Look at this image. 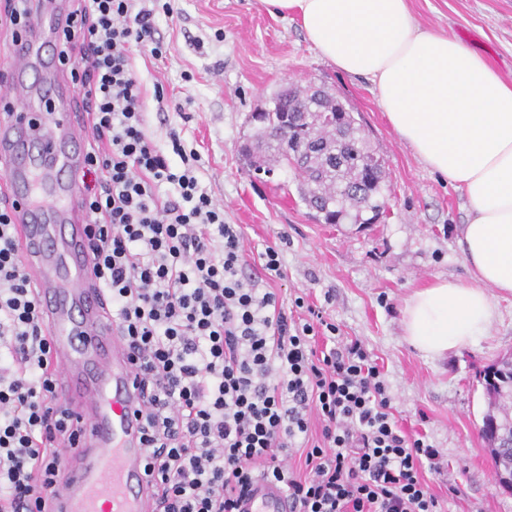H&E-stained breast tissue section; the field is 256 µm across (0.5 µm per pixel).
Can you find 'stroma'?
Returning <instances> with one entry per match:
<instances>
[{
	"instance_id": "stroma-1",
	"label": "stroma",
	"mask_w": 512,
	"mask_h": 512,
	"mask_svg": "<svg viewBox=\"0 0 512 512\" xmlns=\"http://www.w3.org/2000/svg\"><path fill=\"white\" fill-rule=\"evenodd\" d=\"M410 8L422 28L462 39L512 78V0H410ZM158 33L163 56L131 48L147 91V135L164 145L177 131L200 155V183L225 221L240 225L250 272H259L266 247L281 246L284 274L268 286L285 311L305 297L324 306L341 337L363 342L383 373L396 421L426 434L440 452L441 471L423 476L446 512H512V492L498 486L481 433L488 402L480 380L486 367L512 355V294L498 295L488 335L440 358L414 350L401 325L414 288L470 277L457 243L467 221L462 192L400 140L370 82L315 52L294 16L269 13L261 0H175ZM313 85L353 113L385 162L388 209L375 223L319 222L301 202L293 170L267 175L242 157L254 132L250 114L268 108L280 88Z\"/></svg>"
}]
</instances>
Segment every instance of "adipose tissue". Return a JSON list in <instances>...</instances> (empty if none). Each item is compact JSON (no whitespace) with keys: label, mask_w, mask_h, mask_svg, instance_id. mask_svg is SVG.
I'll return each mask as SVG.
<instances>
[{"label":"adipose tissue","mask_w":512,"mask_h":512,"mask_svg":"<svg viewBox=\"0 0 512 512\" xmlns=\"http://www.w3.org/2000/svg\"><path fill=\"white\" fill-rule=\"evenodd\" d=\"M295 15L318 54L369 80L398 137L464 193L469 281L439 279L405 301L408 343L431 357L472 346L512 294V80L466 43L421 29L409 0H261Z\"/></svg>","instance_id":"1"}]
</instances>
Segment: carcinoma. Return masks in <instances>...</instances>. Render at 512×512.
<instances>
[{
  "instance_id": "obj_1",
  "label": "carcinoma",
  "mask_w": 512,
  "mask_h": 512,
  "mask_svg": "<svg viewBox=\"0 0 512 512\" xmlns=\"http://www.w3.org/2000/svg\"><path fill=\"white\" fill-rule=\"evenodd\" d=\"M273 107L251 115L256 123L253 141L243 149L247 164L255 170L266 167L295 168L281 138L284 117H293L291 139L304 152L307 168L301 178L299 195L306 206L324 213L325 223L370 224L385 212L382 195L386 171L383 159L367 146L361 126L342 104L326 95L304 99L277 92ZM370 170L369 181L358 183V171ZM372 213L365 218L363 214ZM482 385L488 399L484 419L498 423L499 447L491 449L495 476L512 480V359L504 357L492 365Z\"/></svg>"
}]
</instances>
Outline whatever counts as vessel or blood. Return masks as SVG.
Wrapping results in <instances>:
<instances>
[{
    "instance_id": "1",
    "label": "vessel or blood",
    "mask_w": 512,
    "mask_h": 512,
    "mask_svg": "<svg viewBox=\"0 0 512 512\" xmlns=\"http://www.w3.org/2000/svg\"><path fill=\"white\" fill-rule=\"evenodd\" d=\"M56 19V13H39L32 36L16 44L11 56L15 95L29 100L43 90L54 96L57 112L45 117L33 112L0 130V162L10 191L26 194L45 184L54 200L49 208L38 201L23 206L16 226L48 334L56 394L81 424L74 452L61 463L51 507L52 512H152L154 487L145 472L136 416L135 368L101 289L91 281L87 215L70 178L83 160L87 125L71 110L64 78L44 86L27 80L43 63L41 41ZM240 509L290 512V505L278 484L261 479Z\"/></svg>"
}]
</instances>
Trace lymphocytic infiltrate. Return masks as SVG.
<instances>
[{"instance_id":"obj_1","label":"lymphocytic infiltrate","mask_w":512,"mask_h":512,"mask_svg":"<svg viewBox=\"0 0 512 512\" xmlns=\"http://www.w3.org/2000/svg\"><path fill=\"white\" fill-rule=\"evenodd\" d=\"M140 0H74L56 29L58 69L92 131L75 170L88 215L92 274L136 369L154 512H239L263 478L294 512H443L423 477L439 451L405 433L361 341L336 345L321 311L288 316L263 280L283 275L279 248L244 276L240 225L173 170L143 128L144 91L130 46L156 40ZM171 191L160 194L162 185ZM19 207L0 206V512H47L77 434L58 405L49 345L14 239ZM320 432L310 436V421ZM301 449L304 470L286 461Z\"/></svg>"}]
</instances>
